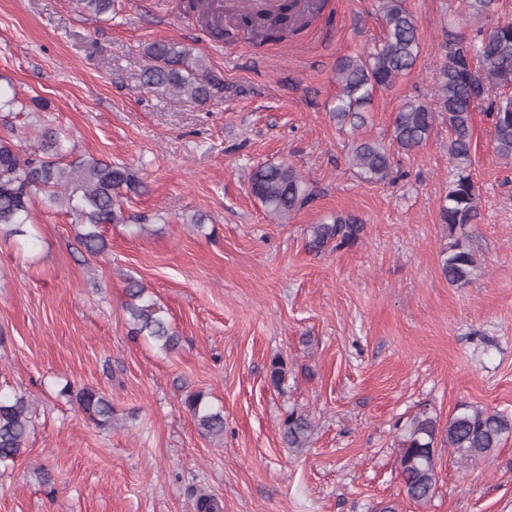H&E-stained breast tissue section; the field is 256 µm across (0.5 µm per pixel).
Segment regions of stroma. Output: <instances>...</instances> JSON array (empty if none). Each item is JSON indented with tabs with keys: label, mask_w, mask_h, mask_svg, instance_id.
<instances>
[{
	"label": "stroma",
	"mask_w": 512,
	"mask_h": 512,
	"mask_svg": "<svg viewBox=\"0 0 512 512\" xmlns=\"http://www.w3.org/2000/svg\"><path fill=\"white\" fill-rule=\"evenodd\" d=\"M186 0H117L111 19L69 0H0V86L27 107L0 117V138L32 150L37 131H65L69 159L91 154L137 169L145 193L125 210L146 233L104 227L109 252L88 254L74 217L42 201L28 234L0 237V392L36 412L26 453L0 471V512H191L205 490L219 512H512V436L474 462L436 440V490L403 489L394 438L420 408L440 426L466 404L512 414V162L494 151L486 107L473 113L471 174L478 223L464 241L477 269L450 285L448 125L400 152L392 120L410 99L433 100L444 30L472 37L462 0H404L420 55L378 91L361 138L384 144L382 183L348 164L354 137L328 109L337 58L380 44L378 0H328L297 36L215 39ZM172 40L203 55L224 81L200 105L152 93L145 48ZM39 99L41 108L31 107ZM292 164L312 201L286 223L249 192L252 170ZM205 215L204 228L191 219ZM363 224L356 242L306 247L310 225ZM141 281L180 344L167 353L131 336L123 304ZM287 373L268 382L274 357ZM111 397L112 426L89 422L64 387ZM203 392L224 411V438L202 435L183 406ZM308 413V448H285L279 422ZM51 484H42L40 471Z\"/></svg>",
	"instance_id": "obj_1"
}]
</instances>
